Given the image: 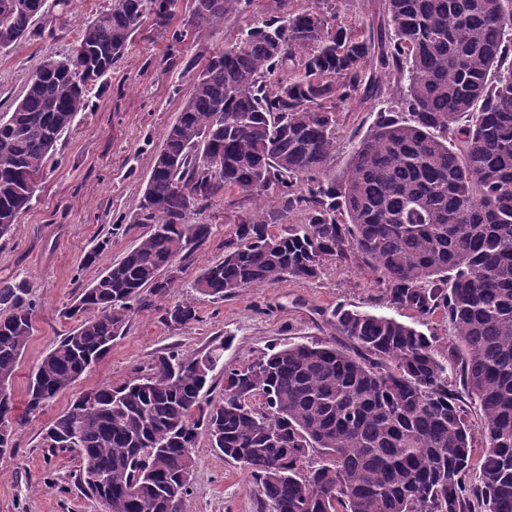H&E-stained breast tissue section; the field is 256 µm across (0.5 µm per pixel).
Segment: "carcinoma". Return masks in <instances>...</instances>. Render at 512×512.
Instances as JSON below:
<instances>
[{"mask_svg":"<svg viewBox=\"0 0 512 512\" xmlns=\"http://www.w3.org/2000/svg\"><path fill=\"white\" fill-rule=\"evenodd\" d=\"M275 2L193 78L137 209L147 231L67 311L80 323L30 376L27 410L102 360L147 298L165 302L170 325L197 320L193 301H170L168 270L209 235L191 215L234 189L270 204L234 216L235 239L200 270L197 293L219 300L311 279L325 261L357 256L388 304L443 312L459 344L442 360L415 327L339 308L347 346H273L238 367L224 366L222 343L162 354L149 374L83 393L48 426L46 447L79 453L85 493L106 499V512H183L203 432L256 480L266 512H512V0H388L391 34L378 45L318 4L291 14L288 0ZM69 3L48 14L46 0H0V51L55 36ZM241 5L195 0L192 23L200 33ZM173 6L113 0L0 114V237L30 209L88 87L121 62L145 16L164 22ZM374 45L405 93L399 111L376 112L338 177L337 103L360 89ZM296 211L305 223L269 231ZM34 311L24 285L0 282L7 383ZM217 369L223 393L206 400ZM14 410L0 398V448H14Z\"/></svg>","mask_w":512,"mask_h":512,"instance_id":"carcinoma-1","label":"carcinoma"}]
</instances>
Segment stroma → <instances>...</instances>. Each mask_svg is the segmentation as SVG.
Listing matches in <instances>:
<instances>
[{
	"label": "stroma",
	"instance_id": "35a3bbf8",
	"mask_svg": "<svg viewBox=\"0 0 512 512\" xmlns=\"http://www.w3.org/2000/svg\"><path fill=\"white\" fill-rule=\"evenodd\" d=\"M111 6L112 0H72L67 25L55 37L0 52V113L22 95L30 72L44 56L65 52L86 22ZM274 6V0H249L200 36L190 25L193 0H176L166 23L145 17L121 63L103 84L92 86L86 112L62 135L30 210L0 238V281L25 282L36 304L33 332L9 386L19 421L14 425L15 452L0 459V512H101L77 484L80 456L44 447L43 434L82 392L147 374L155 358L168 351L202 354L221 343L225 363L239 366L275 345L336 342L340 336L332 312L339 306L383 314L435 336V354L441 358L455 344L444 314L424 318L408 308L390 307L383 283L357 257L326 262L312 280L287 278L221 300L194 294V278L204 266L222 260L225 242L235 236L232 215L268 204L267 198L229 191L193 215V223L208 225L210 234L181 260L171 290L172 299L194 298L197 321L183 327L167 324L163 304L147 302L130 316L99 364L39 410L27 412L29 377L76 325L67 310L139 242V200L162 136L178 118L193 78L210 53L235 44L254 19ZM326 8L339 25L369 35L390 31L388 0H328ZM367 73L374 76V84L337 109L331 166L338 174L354 146L369 134L375 112L396 104L401 95L394 77L378 74L372 66ZM91 251L97 254L95 262L84 264ZM193 457L184 512H261L254 478L225 460L207 437L199 438Z\"/></svg>",
	"mask_w": 512,
	"mask_h": 512
}]
</instances>
